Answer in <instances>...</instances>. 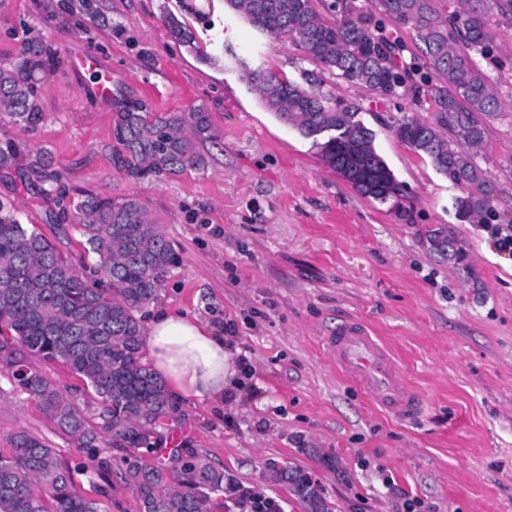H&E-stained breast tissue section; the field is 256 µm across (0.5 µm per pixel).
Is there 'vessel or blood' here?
<instances>
[{"label":"vessel or blood","instance_id":"obj_1","mask_svg":"<svg viewBox=\"0 0 512 512\" xmlns=\"http://www.w3.org/2000/svg\"><path fill=\"white\" fill-rule=\"evenodd\" d=\"M322 345L337 373L366 390L377 406L401 420L422 414L423 397L403 379L391 352L365 325L343 322L323 337Z\"/></svg>","mask_w":512,"mask_h":512}]
</instances>
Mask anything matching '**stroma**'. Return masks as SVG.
Masks as SVG:
<instances>
[{
    "label": "stroma",
    "mask_w": 512,
    "mask_h": 512,
    "mask_svg": "<svg viewBox=\"0 0 512 512\" xmlns=\"http://www.w3.org/2000/svg\"><path fill=\"white\" fill-rule=\"evenodd\" d=\"M93 3L104 20L73 0H0V64L27 37L52 43L62 58L42 83L45 121L32 130L2 121L0 139L49 151L71 196H137L180 260L158 304L202 315L223 330L231 355L247 353L241 394L220 413L178 403L166 436L282 512H312L295 487L274 480L268 466L283 461L312 479L324 512H392L388 480L426 512H512V253L488 229L512 225V0H433L459 21L481 8L491 40L477 62L505 105L474 153L498 186L494 220L477 223L456 214L461 189L394 133L403 116L432 120L428 95L415 103L324 72L299 41L259 32L224 0ZM355 3L369 29L402 45L404 64L417 62L409 27L382 18L376 0ZM191 5L210 18L197 29L201 51L227 46L223 68L203 65L170 36L166 15L186 18ZM87 49L112 76L111 100L75 64ZM248 67L301 85L321 76L372 131L399 196H364L327 167L312 140L266 110ZM120 98L152 115L204 108L213 136L195 147L205 166L173 176L121 170ZM0 200L28 228L56 236L44 221L53 198L27 193L18 174L0 172ZM440 234L460 242L464 261L437 251ZM56 238L84 254L79 228ZM349 319L392 350L425 400L419 419L398 421L333 368L321 339ZM21 429L86 464L78 441L0 372V448Z\"/></svg>",
    "instance_id": "35a3bbf8"
}]
</instances>
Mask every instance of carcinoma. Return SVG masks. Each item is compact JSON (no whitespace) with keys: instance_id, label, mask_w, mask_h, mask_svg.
Wrapping results in <instances>:
<instances>
[{"instance_id":"carcinoma-1","label":"carcinoma","mask_w":512,"mask_h":512,"mask_svg":"<svg viewBox=\"0 0 512 512\" xmlns=\"http://www.w3.org/2000/svg\"><path fill=\"white\" fill-rule=\"evenodd\" d=\"M225 4L273 38L298 40L324 70L340 78L384 95L408 93L396 64L401 46L368 31L355 17L352 2L343 3L336 20L319 16L311 0ZM376 8L412 29L435 107L434 121L404 117L395 125L396 135L453 184L477 186V193L456 199L459 218L475 209L490 211L497 186L473 151L503 105L474 59L488 44L485 25L471 16L459 26L442 17L433 0H376ZM167 24L172 38L199 54L202 63H223V53L199 51L196 29L189 23L171 15ZM60 64L50 43L26 39L20 53L0 66V114L27 129L41 124L42 76ZM241 66L267 109L303 137H313L324 123L346 128V140L317 143L328 167L368 197L385 202L399 195V183L373 147L372 132L355 120L353 108L333 103L322 81L303 88L261 68ZM117 107L115 136L125 150L122 163L128 172L174 174L203 165L194 140L210 130L206 112H169L150 119L138 103L119 102ZM0 170L19 173L34 195H55L46 223L74 218L85 237L84 249L99 258L94 265L73 260L44 234L28 229L12 205L0 202V371L15 389L33 396L60 431L97 458L102 472L111 473L112 465L98 446L101 437L125 451L116 476L135 494L138 512H206L210 495L224 491L231 475L178 447L169 449L170 463L160 462V428L176 406L140 352L141 312L176 265L170 243L135 196L68 199L56 188L59 174L45 150L29 160L14 142L0 141ZM34 357L65 366L93 392L99 404L97 425L32 364ZM276 478L295 484L315 512H322L307 476L285 463L276 468ZM107 496L106 486L92 495L82 491L58 449L27 431L12 434L9 447L0 448V512H106Z\"/></svg>"}]
</instances>
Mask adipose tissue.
<instances>
[{
	"mask_svg": "<svg viewBox=\"0 0 512 512\" xmlns=\"http://www.w3.org/2000/svg\"><path fill=\"white\" fill-rule=\"evenodd\" d=\"M141 349L175 401L220 404L235 387L224 335L199 314L152 309Z\"/></svg>",
	"mask_w": 512,
	"mask_h": 512,
	"instance_id": "ef3b65f1",
	"label": "adipose tissue"
}]
</instances>
